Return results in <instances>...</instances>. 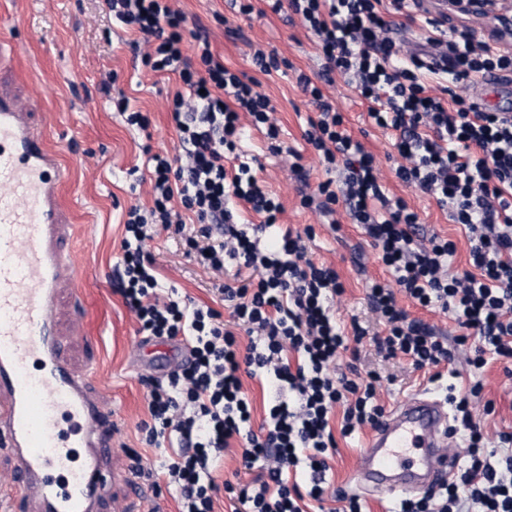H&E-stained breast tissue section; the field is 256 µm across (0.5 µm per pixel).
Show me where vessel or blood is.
Returning <instances> with one entry per match:
<instances>
[{"mask_svg": "<svg viewBox=\"0 0 512 512\" xmlns=\"http://www.w3.org/2000/svg\"><path fill=\"white\" fill-rule=\"evenodd\" d=\"M62 154L29 107L0 90V449L17 484L0 512H100L112 483L115 422L105 389L78 370L59 299L83 274L67 244L75 226L62 198ZM448 409L417 394L396 404L364 447L356 483L409 496L451 478Z\"/></svg>", "mask_w": 512, "mask_h": 512, "instance_id": "1", "label": "vessel or blood"}]
</instances>
